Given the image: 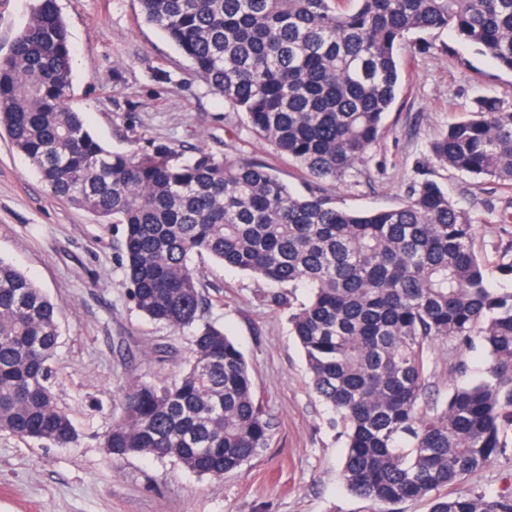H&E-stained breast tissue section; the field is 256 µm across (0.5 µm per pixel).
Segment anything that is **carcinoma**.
<instances>
[{
  "mask_svg": "<svg viewBox=\"0 0 512 512\" xmlns=\"http://www.w3.org/2000/svg\"><path fill=\"white\" fill-rule=\"evenodd\" d=\"M248 126L310 176L294 191L261 159L184 153L166 142L109 150L70 107L71 45L55 0H34L0 57V130L56 196L125 226L122 267L135 307L193 328V358L170 384L130 386L102 445L116 459L174 458L215 479L270 446L248 362L200 322L192 267L224 266L309 299L291 311L313 388L346 440L342 480L383 507L426 498L429 512H512V493L460 490L508 448L512 290L487 282L475 225L435 182L394 207L355 212L324 187L345 183L378 141L401 90L407 35L443 29L512 72V0H140ZM440 166L512 185V107L477 102L430 144ZM57 307L0 259V431L75 442L55 401ZM434 340L479 341L485 375L442 405L427 398Z\"/></svg>",
  "mask_w": 512,
  "mask_h": 512,
  "instance_id": "1",
  "label": "carcinoma"
}]
</instances>
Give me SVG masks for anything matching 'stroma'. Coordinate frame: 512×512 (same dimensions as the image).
Masks as SVG:
<instances>
[{"label": "stroma", "mask_w": 512, "mask_h": 512, "mask_svg": "<svg viewBox=\"0 0 512 512\" xmlns=\"http://www.w3.org/2000/svg\"><path fill=\"white\" fill-rule=\"evenodd\" d=\"M72 48L71 106L107 149L134 139L163 141L192 155L203 146L268 161L290 187L308 176L256 136L178 49L143 19L139 0H56ZM402 92L376 145L346 183L331 186L354 211L402 202L415 181L432 180L476 226L487 258L512 242V188L439 166L432 141L483 96L512 105V72L447 30L412 34L402 52ZM124 227L53 195L29 160L0 135V258L58 303L60 338L52 364L59 407L77 431L67 447L0 432V512H372L341 479L345 440L315 393L291 334L278 286L209 256L193 267L208 306L204 321L223 328L252 367L253 390L273 423L259 457L221 479L174 459L116 460L101 446L136 382L179 379L191 357L190 330L149 320L124 285ZM488 366L480 344L438 340L428 348V393L445 402L454 385ZM467 490H512V449L472 473Z\"/></svg>", "instance_id": "stroma-1"}]
</instances>
